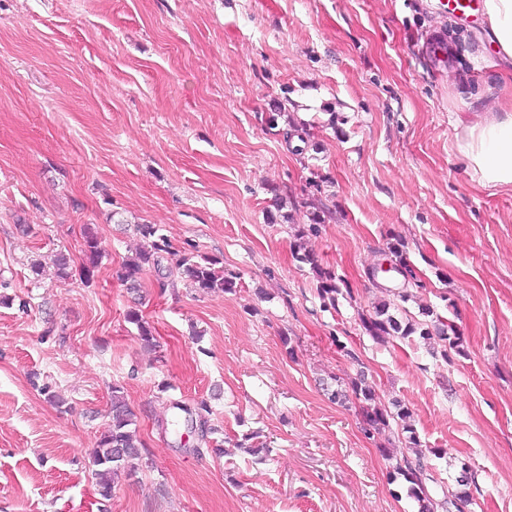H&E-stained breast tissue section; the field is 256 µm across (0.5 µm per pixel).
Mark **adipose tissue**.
I'll use <instances>...</instances> for the list:
<instances>
[{
	"mask_svg": "<svg viewBox=\"0 0 512 512\" xmlns=\"http://www.w3.org/2000/svg\"><path fill=\"white\" fill-rule=\"evenodd\" d=\"M494 46L512 61V0H484ZM460 150L469 175L483 186H512V109L490 104L462 131Z\"/></svg>",
	"mask_w": 512,
	"mask_h": 512,
	"instance_id": "obj_1",
	"label": "adipose tissue"
}]
</instances>
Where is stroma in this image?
Wrapping results in <instances>:
<instances>
[{
    "instance_id": "stroma-1",
    "label": "stroma",
    "mask_w": 512,
    "mask_h": 512,
    "mask_svg": "<svg viewBox=\"0 0 512 512\" xmlns=\"http://www.w3.org/2000/svg\"><path fill=\"white\" fill-rule=\"evenodd\" d=\"M446 19L442 67L421 0H0V512H417L400 404L435 502L465 464L466 512H512V187L458 147L512 105V67L479 10ZM316 218L332 306L293 258ZM139 224L234 288L118 280ZM87 225L93 279L59 277ZM384 302L433 309L459 347L372 336ZM361 379L389 422L371 436ZM116 385L147 450L104 501L90 453Z\"/></svg>"
}]
</instances>
